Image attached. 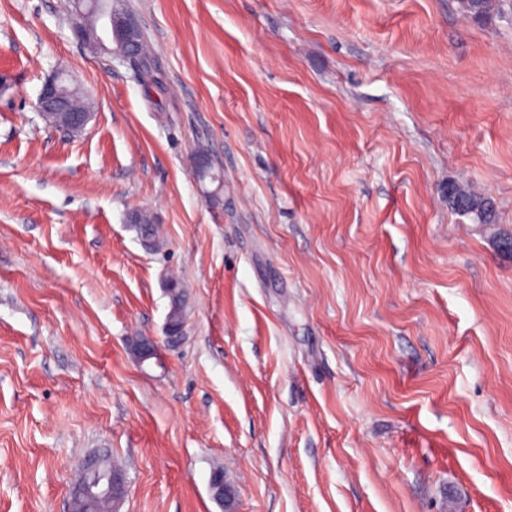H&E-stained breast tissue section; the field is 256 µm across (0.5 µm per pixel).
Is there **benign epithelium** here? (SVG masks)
I'll return each instance as SVG.
<instances>
[{
  "instance_id": "1",
  "label": "benign epithelium",
  "mask_w": 512,
  "mask_h": 512,
  "mask_svg": "<svg viewBox=\"0 0 512 512\" xmlns=\"http://www.w3.org/2000/svg\"><path fill=\"white\" fill-rule=\"evenodd\" d=\"M96 0H72L71 27L76 38L84 43H94L103 38L108 44L102 50L123 62L136 59L139 50L141 29L136 19L124 8L113 6L104 16L96 14ZM70 81L64 71L48 79L37 98L35 109L39 116L53 127L68 131L84 129L92 113L69 104L62 83ZM184 323L175 319L169 311L164 324V336L168 343L177 342L183 336ZM157 342L150 336H139L132 340L131 349L139 363L154 357ZM209 488L213 498L224 506V512H234L237 497L235 486L220 470L212 472ZM126 494V478L123 472L102 469L96 456L86 457L79 477L70 493L68 512H96L97 503L112 501V508L119 509Z\"/></svg>"
}]
</instances>
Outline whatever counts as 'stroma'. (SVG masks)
Segmentation results:
<instances>
[{
	"label": "stroma",
	"instance_id": "1",
	"mask_svg": "<svg viewBox=\"0 0 512 512\" xmlns=\"http://www.w3.org/2000/svg\"><path fill=\"white\" fill-rule=\"evenodd\" d=\"M122 4L165 92L79 42L70 0H0V512H67L95 452L121 512H224L218 468L236 512H512V0ZM60 70L77 134L35 110ZM504 0H458L460 10L475 21H483L498 14ZM448 193L453 200L452 206H448V208L453 213L460 217L469 219L474 224H496L495 208L488 209L487 207H484L481 209L479 205L482 200H486L488 202L490 199L477 193L469 184L463 182H450L448 184ZM472 203L479 205V207L477 206L478 210L471 208ZM209 488L213 498L224 506L225 512L234 511L237 497L235 486L229 482L221 470H214L209 479Z\"/></svg>",
	"mask_w": 512,
	"mask_h": 512
}]
</instances>
